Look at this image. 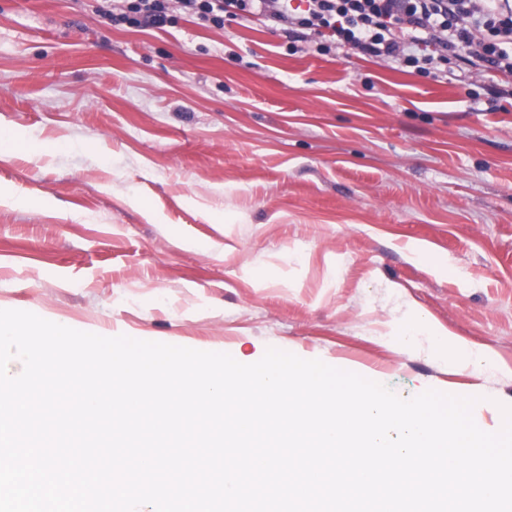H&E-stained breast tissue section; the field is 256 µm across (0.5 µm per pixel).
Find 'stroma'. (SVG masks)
<instances>
[{
  "instance_id": "stroma-1",
  "label": "stroma",
  "mask_w": 512,
  "mask_h": 512,
  "mask_svg": "<svg viewBox=\"0 0 512 512\" xmlns=\"http://www.w3.org/2000/svg\"><path fill=\"white\" fill-rule=\"evenodd\" d=\"M0 0V309L239 362L274 347L400 398L512 406V76L433 79L251 16L126 28ZM224 215L223 223L212 220ZM444 255L439 275L412 248ZM421 310L449 333L392 330ZM487 354L489 370L453 363ZM391 336H398L401 345H407L414 336H431L433 352L440 359L448 355V332L442 330L434 321L422 313H414L407 319V324L397 327Z\"/></svg>"
}]
</instances>
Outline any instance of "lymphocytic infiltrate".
<instances>
[{
	"label": "lymphocytic infiltrate",
	"mask_w": 512,
	"mask_h": 512,
	"mask_svg": "<svg viewBox=\"0 0 512 512\" xmlns=\"http://www.w3.org/2000/svg\"><path fill=\"white\" fill-rule=\"evenodd\" d=\"M113 0V25L164 28L181 12L220 28L225 18L258 15L328 34L330 46L394 61L426 75L470 49L472 58L512 75V0Z\"/></svg>",
	"instance_id": "f902f5d3"
}]
</instances>
